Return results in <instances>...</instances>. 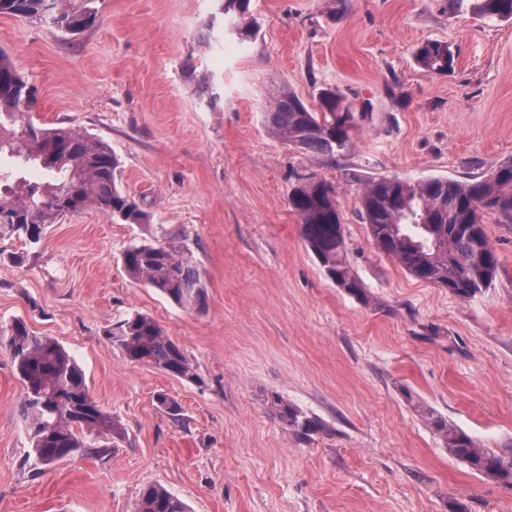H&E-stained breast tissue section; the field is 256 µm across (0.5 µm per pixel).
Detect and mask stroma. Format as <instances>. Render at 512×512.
Wrapping results in <instances>:
<instances>
[{
    "mask_svg": "<svg viewBox=\"0 0 512 512\" xmlns=\"http://www.w3.org/2000/svg\"><path fill=\"white\" fill-rule=\"evenodd\" d=\"M476 5L251 0L259 31L242 45L219 30L203 41L216 0H99L75 37L0 15V50L37 86L40 122L107 141L153 223L187 236L207 287L204 308H182L129 278L122 254L144 228L94 211L50 225L35 248L0 239V320L57 340L119 421L107 457L30 471L23 386L0 348V512H134L149 483L189 512H448L457 499L512 512V490L452 457L417 412L488 448L512 441V224L488 225L499 276L462 299L379 251L354 208L374 177L464 179L512 158V20ZM425 41L448 45L452 72L417 63ZM324 88L365 115L333 168L263 123L281 91L312 108ZM304 169L336 188L364 297L336 288L302 239L288 195ZM134 312L198 380L109 345L107 327ZM271 392L322 430L298 440L263 405Z\"/></svg>",
    "mask_w": 512,
    "mask_h": 512,
    "instance_id": "obj_1",
    "label": "stroma"
}]
</instances>
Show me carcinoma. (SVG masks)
Here are the masks:
<instances>
[{"label": "carcinoma", "instance_id": "obj_1", "mask_svg": "<svg viewBox=\"0 0 512 512\" xmlns=\"http://www.w3.org/2000/svg\"><path fill=\"white\" fill-rule=\"evenodd\" d=\"M96 0H0V14L46 25L61 33L84 32L97 21ZM250 0H220V10L236 21L231 37L244 43L256 36L253 22H239ZM489 18L512 19V0H480ZM415 58L426 70L446 74L454 55L437 41L422 43ZM38 90L0 51V157L18 160L0 169V234L39 243L48 226L62 216L94 210L113 223L139 224L147 237L122 254L127 274L156 289L180 307L205 306L207 287L199 276L195 252L178 244L163 224H153L139 200L123 185L120 162L110 144L65 122L48 127L34 117ZM363 113L327 89L318 109H309L292 92L283 91L264 114L265 126L286 145L334 167L353 145L352 131ZM36 167L46 180L31 181L25 170ZM288 206L299 221L301 236L327 278L346 293L364 296L363 283L346 258L342 215L333 185L314 172L295 176ZM355 210L377 248L414 278L468 299L490 287L499 274V259L486 221L512 224V161L489 174L467 180L431 177L408 182L373 178L355 199ZM104 335L131 363L195 381L196 367L183 349L150 316L134 313L110 325ZM0 347L11 356L24 392L20 414L30 449L26 464L39 472L76 454L102 457L118 428L112 414L89 394L84 373L54 339L38 336L22 319L0 323ZM269 413L294 435L304 438L321 429L281 395H265ZM420 414L444 447L470 470L512 489V441L486 448L431 408ZM136 512H187L177 496L157 484L140 491Z\"/></svg>", "mask_w": 512, "mask_h": 512}]
</instances>
